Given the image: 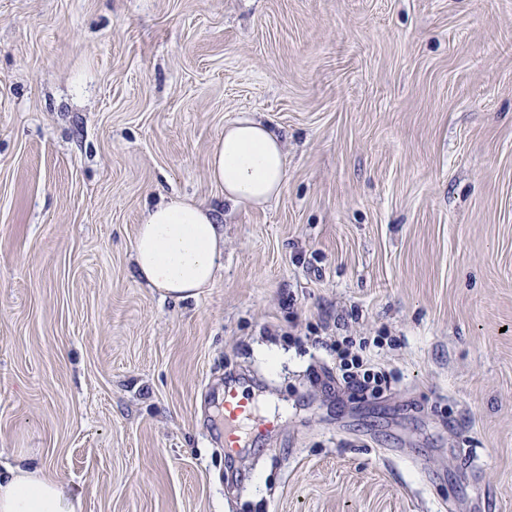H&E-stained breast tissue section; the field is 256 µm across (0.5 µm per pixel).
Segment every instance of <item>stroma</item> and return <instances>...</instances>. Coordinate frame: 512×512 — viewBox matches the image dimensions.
<instances>
[{
  "instance_id": "1",
  "label": "stroma",
  "mask_w": 512,
  "mask_h": 512,
  "mask_svg": "<svg viewBox=\"0 0 512 512\" xmlns=\"http://www.w3.org/2000/svg\"><path fill=\"white\" fill-rule=\"evenodd\" d=\"M269 124L264 207L207 176ZM224 214L197 298L147 206ZM394 336L380 398L337 338ZM271 436L224 451V382ZM81 512H512V0H0V460ZM208 176L224 188L227 202L264 206L278 198L285 183L282 139L248 117L229 122L211 148ZM216 215L214 207L183 198L150 207L134 245L142 279L175 300L207 288L224 267V231ZM337 369L341 378L337 383L362 398L375 397L383 392V384L388 383V372L372 360L365 358V342H357L350 337L336 340Z\"/></svg>"
}]
</instances>
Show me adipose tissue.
Segmentation results:
<instances>
[{
	"mask_svg": "<svg viewBox=\"0 0 512 512\" xmlns=\"http://www.w3.org/2000/svg\"><path fill=\"white\" fill-rule=\"evenodd\" d=\"M211 182L232 204L263 206L286 179L283 142L270 126L243 117L225 124L208 161ZM134 263L142 279L175 300L196 297L224 266V233L215 208L183 198L150 207L138 228ZM78 498L21 453L0 469V512H77Z\"/></svg>",
	"mask_w": 512,
	"mask_h": 512,
	"instance_id": "ef3b65f1",
	"label": "adipose tissue"
}]
</instances>
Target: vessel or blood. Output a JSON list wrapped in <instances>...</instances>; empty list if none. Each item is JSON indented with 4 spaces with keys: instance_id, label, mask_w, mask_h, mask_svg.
Listing matches in <instances>:
<instances>
[{
    "instance_id": "vessel-or-blood-1",
    "label": "vessel or blood",
    "mask_w": 512,
    "mask_h": 512,
    "mask_svg": "<svg viewBox=\"0 0 512 512\" xmlns=\"http://www.w3.org/2000/svg\"><path fill=\"white\" fill-rule=\"evenodd\" d=\"M224 446L226 450L245 447L246 443L256 437L275 430L279 422L276 418H261L251 398L238 386L224 387Z\"/></svg>"
}]
</instances>
